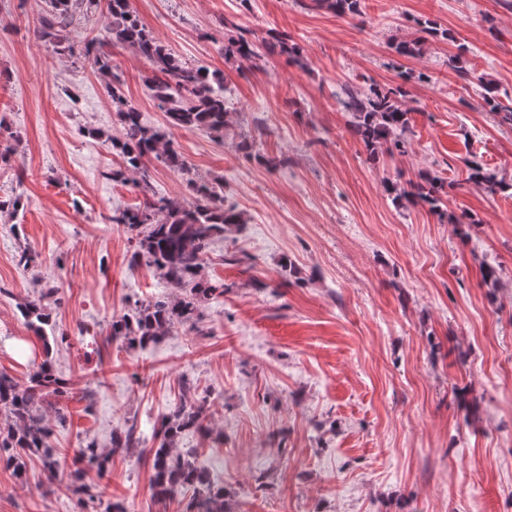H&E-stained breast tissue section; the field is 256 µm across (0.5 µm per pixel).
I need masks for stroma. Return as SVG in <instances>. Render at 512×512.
I'll return each mask as SVG.
<instances>
[{"instance_id":"obj_1","label":"stroma","mask_w":512,"mask_h":512,"mask_svg":"<svg viewBox=\"0 0 512 512\" xmlns=\"http://www.w3.org/2000/svg\"><path fill=\"white\" fill-rule=\"evenodd\" d=\"M308 2L131 0L174 54L223 74V140L203 129L173 138L192 174L223 180L225 205L245 223L209 248L203 272L225 290L200 329L130 351L107 339L113 316L167 288L131 265L128 234L109 220L143 196L108 179L119 159L91 135L120 129L84 51L105 14L80 12L74 50L60 54L36 34L44 0H0V117L18 139L0 197L22 198L18 214H0V374L28 384L48 357L71 380L70 396L41 404L66 474L75 449L111 448L130 427L153 447L188 381L213 432L187 431L180 446L223 484L226 512H512V127L484 107L481 84L512 100V0H361L359 22ZM419 19L454 42L397 56L392 42ZM228 22L258 43L287 33L307 69L277 55L262 71L227 62ZM110 52L126 100L146 125H163L146 62L128 47ZM457 53L464 69L451 63ZM404 70L428 75L407 86V152L368 160L342 89ZM473 155L506 190L469 182ZM426 172L455 184L444 214L396 208L386 181ZM452 214L474 221L452 224ZM26 246L37 258L24 266ZM285 257L296 275L282 271ZM46 284L59 288L56 328L71 335L49 351L18 310ZM151 475L147 453L133 452L83 481L127 512H183L186 496L154 501ZM46 486L40 462L20 479L0 467V512H74L75 494Z\"/></svg>"}]
</instances>
